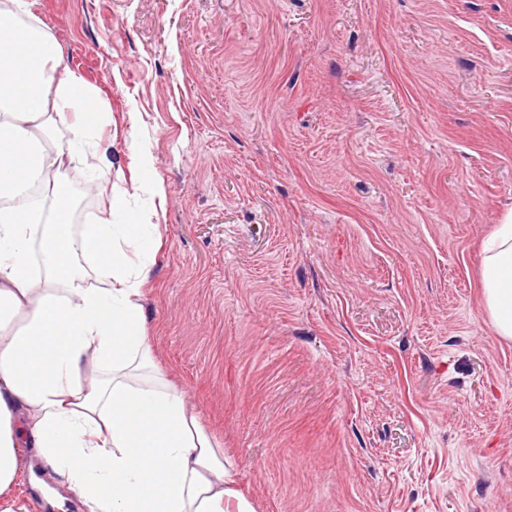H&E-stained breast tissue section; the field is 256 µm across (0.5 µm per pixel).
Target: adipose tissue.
<instances>
[{
  "mask_svg": "<svg viewBox=\"0 0 512 512\" xmlns=\"http://www.w3.org/2000/svg\"><path fill=\"white\" fill-rule=\"evenodd\" d=\"M28 11L0 0V512H27L17 488L31 451L89 512H255L145 333L153 225L136 223L122 190L108 217L73 223L60 173L80 155L47 139L97 135L110 117L61 68L56 39L22 25ZM481 286L512 340V211L483 244Z\"/></svg>",
  "mask_w": 512,
  "mask_h": 512,
  "instance_id": "ef3b65f1",
  "label": "adipose tissue"
}]
</instances>
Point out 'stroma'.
<instances>
[{"instance_id": "obj_1", "label": "stroma", "mask_w": 512, "mask_h": 512, "mask_svg": "<svg viewBox=\"0 0 512 512\" xmlns=\"http://www.w3.org/2000/svg\"><path fill=\"white\" fill-rule=\"evenodd\" d=\"M112 121L72 175L162 190L143 301L256 512H512V0H33ZM484 309L498 336L512 340V211L495 224L483 244Z\"/></svg>"}]
</instances>
